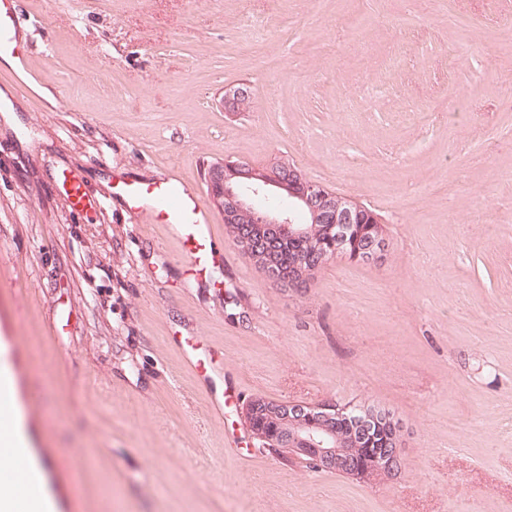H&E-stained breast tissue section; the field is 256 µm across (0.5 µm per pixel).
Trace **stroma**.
<instances>
[{
	"label": "stroma",
	"mask_w": 512,
	"mask_h": 512,
	"mask_svg": "<svg viewBox=\"0 0 512 512\" xmlns=\"http://www.w3.org/2000/svg\"><path fill=\"white\" fill-rule=\"evenodd\" d=\"M0 59V364L56 512H512V0H17ZM251 106L228 112L226 92ZM294 163L381 257L307 291L213 233L189 275L130 179ZM94 208L70 210L61 180ZM437 183L450 194L432 192ZM499 222L481 223L485 210ZM223 359L198 379L181 343ZM230 397L223 416L212 400ZM256 397L374 407L394 475L261 445Z\"/></svg>",
	"instance_id": "stroma-1"
}]
</instances>
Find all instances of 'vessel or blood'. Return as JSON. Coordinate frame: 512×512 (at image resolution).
<instances>
[{
	"label": "vessel or blood",
	"instance_id": "vessel-or-blood-1",
	"mask_svg": "<svg viewBox=\"0 0 512 512\" xmlns=\"http://www.w3.org/2000/svg\"><path fill=\"white\" fill-rule=\"evenodd\" d=\"M19 24L11 0H0V52L19 54V46L6 36ZM126 196L134 217L167 225L188 264L204 267L219 259L212 246L213 216L200 191L171 175L161 181L129 183Z\"/></svg>",
	"mask_w": 512,
	"mask_h": 512
}]
</instances>
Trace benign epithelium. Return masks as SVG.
<instances>
[{
	"label": "benign epithelium",
	"mask_w": 512,
	"mask_h": 512,
	"mask_svg": "<svg viewBox=\"0 0 512 512\" xmlns=\"http://www.w3.org/2000/svg\"><path fill=\"white\" fill-rule=\"evenodd\" d=\"M212 188L214 205L224 216V223L235 224L238 220L255 212L256 201L269 198L282 191L310 209L313 221L328 220L331 224H362L366 209L356 203H342L323 187L308 181L294 168H289L288 178H277L266 170H258L239 160H226L207 173ZM261 223L279 228L282 232L297 237L305 233L296 219L284 210H271L263 214ZM251 258L272 280H283L272 257L254 251ZM335 408L328 404L308 405L302 403H281L266 399H253L245 409V416L270 417L279 419L288 431L290 451L307 457L320 469L348 470L357 475L362 469L350 467L347 450L338 437L330 444L316 440L308 429L316 424L334 418ZM401 466L400 440L386 449L384 458L377 469L387 474L398 472Z\"/></svg>",
	"instance_id": "1"
}]
</instances>
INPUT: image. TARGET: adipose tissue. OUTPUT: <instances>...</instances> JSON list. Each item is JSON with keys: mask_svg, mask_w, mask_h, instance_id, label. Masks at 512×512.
Wrapping results in <instances>:
<instances>
[{"mask_svg": "<svg viewBox=\"0 0 512 512\" xmlns=\"http://www.w3.org/2000/svg\"><path fill=\"white\" fill-rule=\"evenodd\" d=\"M42 472L19 416L7 404L0 410V512H53Z\"/></svg>", "mask_w": 512, "mask_h": 512, "instance_id": "adipose-tissue-1", "label": "adipose tissue"}]
</instances>
